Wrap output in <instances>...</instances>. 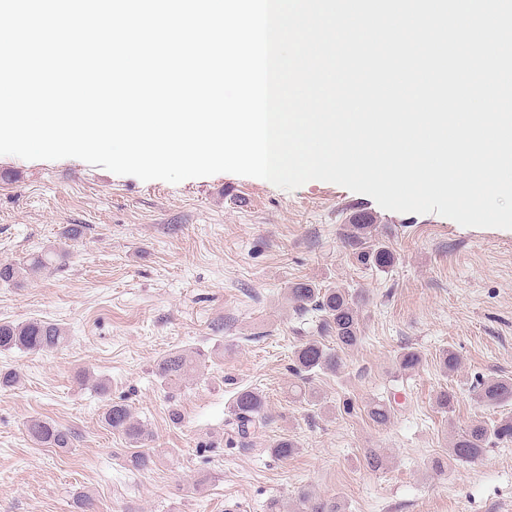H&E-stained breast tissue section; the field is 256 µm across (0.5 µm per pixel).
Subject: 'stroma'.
<instances>
[{"mask_svg":"<svg viewBox=\"0 0 512 512\" xmlns=\"http://www.w3.org/2000/svg\"><path fill=\"white\" fill-rule=\"evenodd\" d=\"M359 210L393 267L346 249ZM52 249L66 253L60 267L0 283V321L41 319L70 336L51 353L0 352V370L20 376L0 390V512H268L273 502L298 512L304 492L343 512H512V444L474 463L448 457L454 436L503 414L474 386L512 377V230L388 211L319 180L145 182L76 158L0 155V263ZM305 280L364 297V340L338 374L312 378V405L289 392L291 353L317 335L288 295ZM406 349L422 363L405 375L395 357ZM446 350L460 360L448 377ZM176 351L197 370L163 383L157 365ZM444 386L456 393L447 413L435 406ZM247 387L266 395L271 420L242 439L229 420ZM379 397L396 401L383 427L363 410ZM110 402L148 429L150 469L134 470L131 445L101 424ZM34 417L70 429L72 446L35 444ZM284 436L299 448L282 461L270 446ZM368 448L384 450L381 469L366 468Z\"/></svg>","mask_w":512,"mask_h":512,"instance_id":"stroma-1","label":"stroma"}]
</instances>
